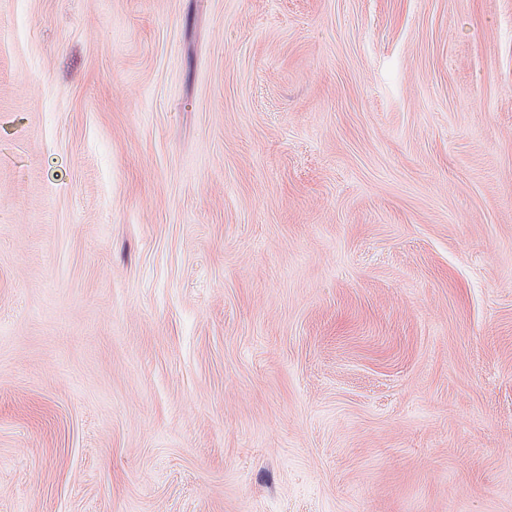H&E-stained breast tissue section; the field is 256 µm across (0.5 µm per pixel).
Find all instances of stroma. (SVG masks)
I'll return each instance as SVG.
<instances>
[{"label": "stroma", "mask_w": 512, "mask_h": 512, "mask_svg": "<svg viewBox=\"0 0 512 512\" xmlns=\"http://www.w3.org/2000/svg\"><path fill=\"white\" fill-rule=\"evenodd\" d=\"M0 512H512V0H0Z\"/></svg>", "instance_id": "stroma-1"}]
</instances>
